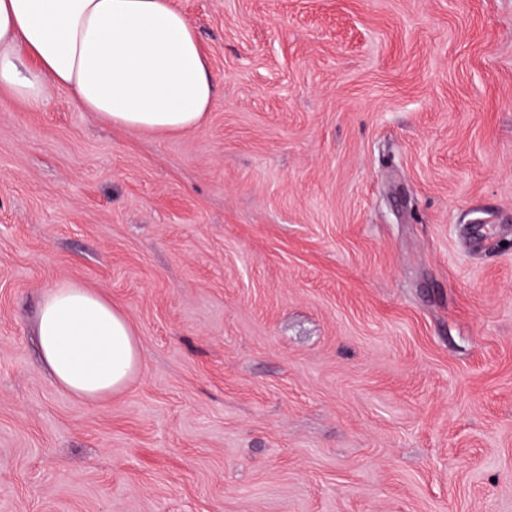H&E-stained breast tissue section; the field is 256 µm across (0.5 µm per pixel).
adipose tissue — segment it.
<instances>
[{
  "label": "adipose tissue",
  "instance_id": "1",
  "mask_svg": "<svg viewBox=\"0 0 512 512\" xmlns=\"http://www.w3.org/2000/svg\"><path fill=\"white\" fill-rule=\"evenodd\" d=\"M193 25L170 0H0V96L44 107L52 90L130 131H184L213 104ZM37 334L53 381L83 402L125 388L140 351L126 316L74 283L49 289Z\"/></svg>",
  "mask_w": 512,
  "mask_h": 512
}]
</instances>
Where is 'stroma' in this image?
Returning <instances> with one entry per match:
<instances>
[{
	"instance_id": "1",
	"label": "stroma",
	"mask_w": 512,
	"mask_h": 512,
	"mask_svg": "<svg viewBox=\"0 0 512 512\" xmlns=\"http://www.w3.org/2000/svg\"><path fill=\"white\" fill-rule=\"evenodd\" d=\"M203 124L0 112V512H512V0H172ZM71 282L137 373L83 403ZM37 334L51 378L82 402L122 390L138 370L140 351L126 316L77 284L46 292Z\"/></svg>"
}]
</instances>
